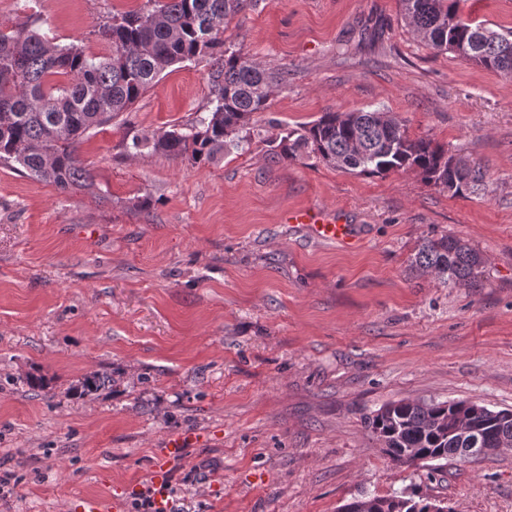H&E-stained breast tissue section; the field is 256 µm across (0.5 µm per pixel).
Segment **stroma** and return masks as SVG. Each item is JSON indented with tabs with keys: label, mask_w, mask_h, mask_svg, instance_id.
<instances>
[{
	"label": "stroma",
	"mask_w": 512,
	"mask_h": 512,
	"mask_svg": "<svg viewBox=\"0 0 512 512\" xmlns=\"http://www.w3.org/2000/svg\"><path fill=\"white\" fill-rule=\"evenodd\" d=\"M151 7L30 0L57 44L89 54L105 53L113 14ZM460 9L512 29V0ZM224 40L288 83L219 162L128 150L207 112L203 59L85 134L91 187L63 193L0 162V474L16 483L0 512L74 497L136 512L159 448L185 435L168 480L186 512H338L415 485L453 512H512V450L430 474L393 464L363 421L403 399L512 409V78L426 46L398 0H252ZM374 109L484 164L486 191L268 155L323 112ZM313 208L354 242L285 220ZM444 234L483 256L478 287L412 268L422 237ZM92 373L104 383L77 395Z\"/></svg>",
	"instance_id": "35a3bbf8"
}]
</instances>
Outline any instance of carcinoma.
<instances>
[{
    "instance_id": "1",
    "label": "carcinoma",
    "mask_w": 512,
    "mask_h": 512,
    "mask_svg": "<svg viewBox=\"0 0 512 512\" xmlns=\"http://www.w3.org/2000/svg\"><path fill=\"white\" fill-rule=\"evenodd\" d=\"M142 12L114 14L98 35L112 47L89 57L72 44H56L25 22L0 27V161L14 162L58 190L87 187L92 170L78 145L90 130L111 122L176 63L209 60L211 108L188 128L153 140L133 139L138 149L192 164H206L237 149L240 133L263 112L273 88L288 84V71H270L240 50L224 47V20L249 0H153ZM406 26L426 45L512 77V30L497 32L459 13V0H399ZM305 152L358 174L415 169L453 196L485 189L488 169L450 155L428 138H412L397 118L380 109L326 112L318 120L271 141L275 160ZM482 255L452 235L424 237L413 266L446 285L477 288ZM382 451L400 466L467 461V449L512 448V410L466 401L399 400L365 417ZM418 489L389 496L363 495L340 512H425Z\"/></svg>"
}]
</instances>
